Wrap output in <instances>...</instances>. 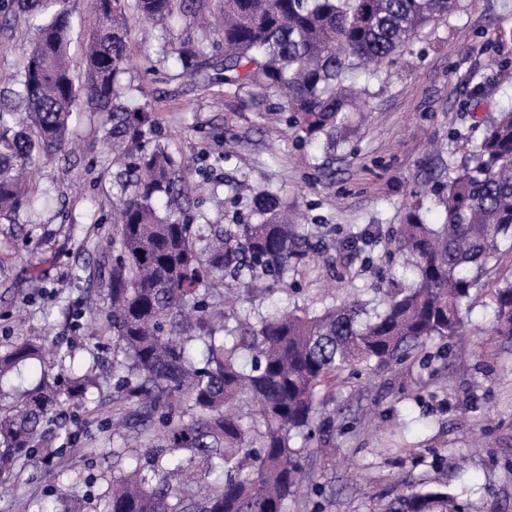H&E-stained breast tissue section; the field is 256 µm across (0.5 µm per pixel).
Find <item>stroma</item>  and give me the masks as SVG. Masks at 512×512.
Instances as JSON below:
<instances>
[{"label":"stroma","mask_w":512,"mask_h":512,"mask_svg":"<svg viewBox=\"0 0 512 512\" xmlns=\"http://www.w3.org/2000/svg\"><path fill=\"white\" fill-rule=\"evenodd\" d=\"M0 17L8 21L0 27L4 79L18 67L29 23L15 0H0ZM501 28L512 29V0H459L390 62L359 74L367 107L333 149L285 122L271 131L277 97L256 102L248 89L189 76L171 43L203 39L209 54L223 52L190 13L163 29L131 20L124 80L156 115L152 144L180 160L187 181L206 185L183 202L186 216L232 224L258 194L272 192L316 230L318 254L253 286L257 308L317 312L407 286V259L394 239L406 206L422 202L426 222L442 223L425 186L472 165L487 125L512 109V79L496 76L512 62V39L498 38ZM70 137L36 176L48 197L18 223L0 224V353L20 338L41 342L54 361L93 363L100 386L63 415L73 439L50 440L37 462L0 482V512H35L57 489L91 512L113 476L112 451L123 445L112 429V335L92 338L78 325L97 299L98 261L112 253V157L86 115ZM509 276L505 244L459 334L426 340L402 362L343 374L301 454L305 480L288 512H384L394 498L428 488L464 512H512V338L494 329L492 297Z\"/></svg>","instance_id":"stroma-1"}]
</instances>
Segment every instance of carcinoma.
<instances>
[{"mask_svg": "<svg viewBox=\"0 0 512 512\" xmlns=\"http://www.w3.org/2000/svg\"><path fill=\"white\" fill-rule=\"evenodd\" d=\"M201 0H92L84 69L70 65L71 14L65 0H16L32 38L19 69L0 89V220L41 200L33 175L67 144L73 115L98 119L112 145V259L99 279L90 322L112 332L115 414L143 442L101 498L98 512H286L304 476L296 441L309 437L335 399L336 382L355 367L410 357L423 341L454 336L461 310L512 241V109L500 111L476 148L474 166L434 190L443 222L407 207L396 237L411 258L413 280L382 301H348L318 315L224 307V280L281 277L308 255L306 235L288 222L271 193L254 204L257 222L190 224L158 212L155 201L192 194L180 162L148 147L156 116L121 83L129 17L164 21L176 4ZM457 0H224L218 33L223 59L203 43L183 42L187 60L220 71L217 81L254 97L279 95L281 110L304 134L332 145L346 114L357 110L349 74L380 66ZM496 332L512 336V281L493 292ZM42 356L24 339L0 354V383ZM94 384L72 364L43 378L0 411V481L34 461L65 404L79 405ZM218 480L205 484L202 474ZM61 489L38 512H76ZM386 512H448L433 490L403 495Z\"/></svg>", "mask_w": 512, "mask_h": 512, "instance_id": "carcinoma-1", "label": "carcinoma"}]
</instances>
